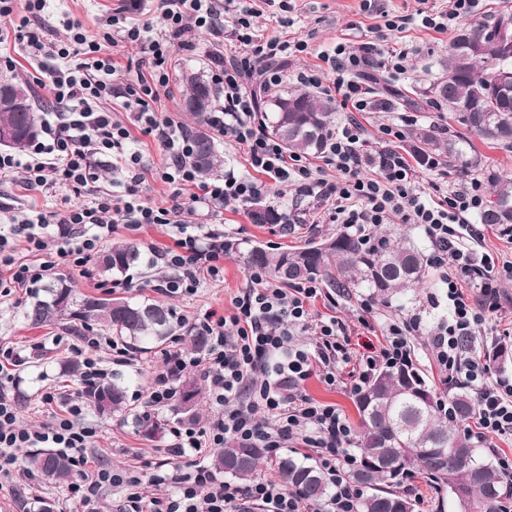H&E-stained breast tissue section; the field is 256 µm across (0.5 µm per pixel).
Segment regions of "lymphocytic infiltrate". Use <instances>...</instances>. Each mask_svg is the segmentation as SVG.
Here are the masks:
<instances>
[{
  "label": "lymphocytic infiltrate",
  "instance_id": "1",
  "mask_svg": "<svg viewBox=\"0 0 512 512\" xmlns=\"http://www.w3.org/2000/svg\"><path fill=\"white\" fill-rule=\"evenodd\" d=\"M274 0H156L163 23L155 32L152 22L134 19L144 11L147 0H119L113 8L112 43L139 47L148 72H137L134 80L115 87L113 58L101 57V47L89 40L79 20L66 22L67 41L46 44L25 37L23 30L39 21L47 0H23L24 14L16 40L26 41L34 56H51L57 68L49 71V88L56 111L44 113L43 137L31 144L26 159L0 153V176L23 170L28 187H61L86 195L88 203L52 212H33L23 221L0 232V268L9 279L0 288H26L50 270L54 259L86 265L104 239L117 227L138 230L164 224L168 211L144 201L138 187L151 175L175 190L193 187V204L219 214L232 206L243 208L266 193L267 181L295 185L298 192L331 201V222L343 225L363 242H371L386 217L422 228L431 247L430 265L441 272L445 299L428 295L415 311L383 325L385 343L352 362L347 326L337 317L315 316L308 302L321 296L319 281L310 280L284 288L271 282L259 268L248 270L247 283L234 300L230 314H204L199 331L207 337L205 356L188 355L181 349L168 351L166 370L157 375L147 402L152 407L170 405L175 390L171 378L187 367L198 368L206 383L212 413L202 425L172 428L173 456L178 464L162 460L153 472L130 470L117 473L92 467L88 455L97 436L96 428L83 421L84 402L80 392L65 403V412L52 416L38 428L20 423L18 397L13 390L11 369L21 356L13 347L0 346V481L28 480L17 455L21 448H55L68 455L75 479L68 487L69 498L82 512H98L99 491L106 486L123 488L118 512H356L363 495L350 473L356 465L351 449L355 431L346 415L330 403L303 392L311 377L329 386L343 385L360 392L384 367L412 363L415 337L429 340L431 358L443 383L474 391L476 409L473 426L465 427L473 443L490 437H512V375L491 373L488 365L465 350L487 313L500 308L495 282H512V261L494 269L478 258L474 246L463 241L471 216L484 207L480 180L448 190L438 183L420 186L408 159L396 149L405 137L408 118L380 127L379 150L365 151L367 130L361 113L374 104L363 91L357 75L361 68L375 65L392 74L404 73L405 52L388 46L390 35L404 32L408 19L396 16L384 25L372 26L374 41L358 45L337 43L321 52L324 69L299 73L298 83L328 94H340V106L348 111L345 122L330 130L322 161L336 171L335 181L315 176L301 157H286L277 140L263 129L254 93L246 88L252 76H260L268 87L286 82L277 62L296 52H305L300 40L258 35L253 20L261 14L257 2ZM198 32L213 36L229 34L233 50H214L212 68L224 92L207 114L209 127L224 139L245 146L249 173L225 171L209 181L200 180L191 162L193 140L189 131L169 118H159L152 107L156 89L168 84L167 68L171 37L182 35L186 22ZM122 99L125 118L104 110L100 102ZM152 136L166 160L150 167L140 154L129 152L133 131ZM108 162L113 170L129 174L126 196L112 199L97 184V168ZM111 223H104V214ZM60 227L58 237L46 235L49 225ZM158 260L172 270L162 284L169 294L192 295L198 290L200 273L221 278L224 273V242L221 233L188 234L176 239L172 248L158 253ZM313 338L311 346L295 345V333ZM101 336L87 334L68 351L82 365L83 387L107 378L98 350ZM352 364L342 376L344 364ZM251 444L279 456L293 443L310 450L332 483L330 497L319 505L304 503L290 493L282 481L262 477L242 485L224 479L207 463L211 449L228 442ZM170 486L168 494L144 500L143 482Z\"/></svg>",
  "mask_w": 512,
  "mask_h": 512
}]
</instances>
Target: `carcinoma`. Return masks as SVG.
<instances>
[{"label":"carcinoma","instance_id":"cac0c4a2","mask_svg":"<svg viewBox=\"0 0 512 512\" xmlns=\"http://www.w3.org/2000/svg\"><path fill=\"white\" fill-rule=\"evenodd\" d=\"M489 15L479 23L461 28L448 46L443 63L445 77L433 84L432 97L422 101L406 99L411 107L425 105L438 112L452 114L460 127L482 140L512 147V95L493 92L494 78L501 69L512 72V57L502 55L499 46L487 34ZM27 107L0 109V128L17 131L6 147L23 150L38 135L32 95L23 87ZM217 89L194 75L186 82V109L192 119L190 132L195 142L193 163L202 176L218 172L224 156L217 150L206 121ZM265 130L293 154H316L336 123L332 99L310 92L284 90L267 101L263 113ZM420 160L442 155L448 167L467 174L480 167L481 159L467 150L461 135L443 136L433 124L417 129ZM492 200L481 211L482 224L496 226L503 233L512 231V179L487 173ZM258 224H285L286 215L270 209L252 213ZM329 247L317 251L310 241L292 251L273 245L251 244L245 248L226 241L224 250L234 251L246 268H262L280 283L321 280L346 292L367 291L388 302L413 291L424 283L426 260L414 241L398 237L389 230L378 233L371 244H363L348 232L325 238ZM149 263L145 254L133 245L116 244L103 255L101 271L115 276L133 267ZM43 295L24 306L23 321L32 328L77 320L87 329L94 325L107 328L132 354L150 348L159 349L171 341L181 327L172 308L158 301H137L121 296L99 297L80 294L61 280L49 283ZM127 387L119 374L86 388V403L105 419L115 414L129 416ZM193 383L183 382L172 410L188 413L184 403L196 398ZM452 414L441 413L437 395L423 375L413 367L382 370L355 398L359 415L354 480L363 488L357 512H414L412 499L398 491L404 481L420 475L431 482L451 487L462 484L469 490L468 512H503L506 499L512 497V480L500 472L497 464L475 447L459 430V424L471 418L475 398L465 387L450 396ZM135 425L145 436L162 432L160 421L148 415H133ZM29 468L43 480L67 484L73 476L69 458L52 448H40L26 456ZM264 461V451L248 445L230 443L218 450L214 466L235 478L250 482ZM275 469L286 488L303 500L318 504L330 495V483L320 467L306 458L285 455Z\"/></svg>","mask_w":512,"mask_h":512}]
</instances>
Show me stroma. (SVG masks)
<instances>
[{
  "mask_svg": "<svg viewBox=\"0 0 512 512\" xmlns=\"http://www.w3.org/2000/svg\"><path fill=\"white\" fill-rule=\"evenodd\" d=\"M294 9L290 14L292 26L280 27L270 20H259L258 25L266 34L282 33L286 37H296L307 42L306 52L290 56L285 67L290 76L288 88H296L295 77L298 73L316 67L319 64V52L331 49L338 39L350 43L360 41L368 27L381 23L383 14L408 15L412 21L407 32L398 42L399 48L405 49L408 58L405 62V74L392 77L391 84L398 89L417 87L428 88L442 75L441 60L448 54L451 33H438L421 28L414 16L417 10L441 12L450 8L452 0H372L371 4H363L362 0H293ZM50 9L55 14H68L79 19L88 34L101 42L104 53L112 54L121 66L139 61L140 53L136 46L125 44L111 47L107 38L112 33L108 17L112 9V0H52ZM13 17L0 16V32L7 34L8 40L1 53L10 56L14 64L12 68L0 67V78L12 77L28 83L37 103L50 100L51 94L47 86L48 77L38 66L27 43L12 40ZM171 59L173 79L168 86L159 88L154 109L162 115L182 124H189L190 118L186 110L184 86L181 74L195 73L204 79H211L210 59L212 48L208 38H176L172 41ZM390 109L386 112H369L363 123L369 131L370 139L367 151L377 147L375 139L382 124L397 120L406 114L414 117L416 126H426L436 122L438 114L432 108L418 110L400 101L390 100ZM468 142L482 160L481 169L473 171L465 177L457 172H449L447 183L449 188L463 185L467 178L485 179L487 171H494L506 177H512V148H491L483 144L476 135H468ZM272 192L282 196V203L293 215L301 216V223L281 226L275 224H257L251 219L248 209L225 208L217 216L208 214L206 210L189 211L182 209L172 215L170 223L153 224L137 231L124 228L112 235V243H123L137 246L140 250L153 249L163 251L173 246L174 239L181 225H190L193 231L200 229H216L222 231L225 239L236 242H261L291 248L304 245L309 240L322 239L324 236L339 232L336 224L324 222L322 215L325 204L312 197L298 194L294 187L272 184ZM76 196L68 190L54 188L46 192L26 189L21 173L0 178V211L5 216L25 217L31 204L47 210H59L65 204H77ZM246 268L235 255L224 257V278L220 281L203 279L197 292L192 295L165 297V304L173 307L178 318L185 326H192L194 320L202 316L206 310L228 312L233 308L232 300L240 288L246 285ZM169 271L163 264L145 265L130 269L121 277L102 273L96 262H89L83 267H69L60 264L48 271L46 280L62 279L70 282L77 291L93 295L101 294L103 285L115 284L118 295L135 300L159 297L156 286ZM444 296L445 290L436 280L435 271H428L425 283L418 289L414 298L394 299L385 303L375 301V317L373 329L360 326L356 319V308L363 298L362 293H346L332 289L330 297L318 298L314 304L315 311L323 316H334L345 321L349 326V340L352 351H364L366 345L380 344L381 328L384 321L408 313L425 300L428 294ZM31 293L19 292L10 296L0 295V341L13 343L20 348L40 342L44 349L39 354L23 359L20 366L13 370L16 393L22 406L21 423L26 427H38L52 415L60 413L61 405L46 406L41 396L46 390L56 391L60 397H67L76 390V381L67 380L62 373L64 363L71 356L65 351L56 349L52 344L53 337L74 336L73 329L59 327H28L20 317V311L30 302ZM104 364L125 378L127 382V402L136 412H143L147 394L156 376L165 369V355L155 351L144 356L119 357L111 354L108 349L99 352ZM84 420L96 425V446L92 449L93 457L103 459L107 466L123 469L129 466L142 468L153 467L155 462L168 458L171 436L162 432L153 438L144 437L132 423L114 417L100 418L94 411H86ZM43 497L54 505V512H74L75 507L63 487H52L32 481L23 487L20 493L0 492V512H27L28 504L36 498Z\"/></svg>",
  "mask_w": 512,
  "mask_h": 512,
  "instance_id": "1",
  "label": "stroma"
}]
</instances>
